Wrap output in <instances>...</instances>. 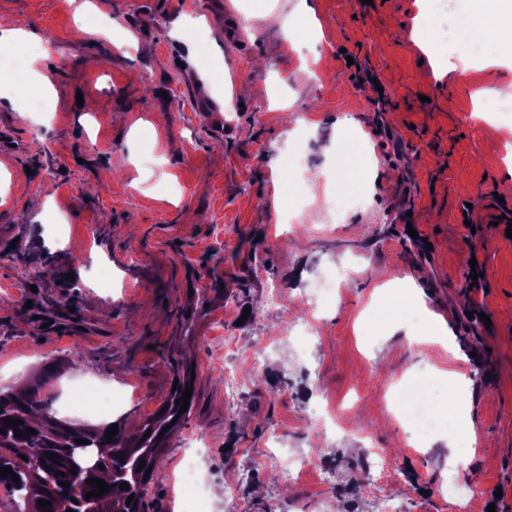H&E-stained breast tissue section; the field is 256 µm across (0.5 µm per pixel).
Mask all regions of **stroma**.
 <instances>
[{
	"label": "stroma",
	"instance_id": "1",
	"mask_svg": "<svg viewBox=\"0 0 512 512\" xmlns=\"http://www.w3.org/2000/svg\"><path fill=\"white\" fill-rule=\"evenodd\" d=\"M77 2L0 0L54 45L0 58L45 89L0 90L15 147L0 153V387L81 349L48 387L54 404L82 382L121 390L125 436L191 387L141 512H183L180 460L200 436L207 512L231 498L242 512H452L463 468V512H512V249L496 198L512 118L493 95L512 64L461 48L471 0H310L305 43L253 19L297 0H93L92 20ZM350 55L395 107L354 80ZM309 63L318 83L297 77ZM228 96L239 108L219 134ZM295 153L318 180L277 188ZM348 197L360 206L329 223L327 202ZM341 265L349 279L309 306ZM98 267L111 287L93 284ZM437 321L453 345L431 336ZM451 371L469 380L461 396ZM319 401L336 418L325 434L308 420ZM277 434L311 453L299 476L277 462ZM380 453L394 479L370 488Z\"/></svg>",
	"mask_w": 512,
	"mask_h": 512
}]
</instances>
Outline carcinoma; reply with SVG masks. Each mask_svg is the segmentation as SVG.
<instances>
[{"instance_id":"1","label":"carcinoma","mask_w":512,"mask_h":512,"mask_svg":"<svg viewBox=\"0 0 512 512\" xmlns=\"http://www.w3.org/2000/svg\"><path fill=\"white\" fill-rule=\"evenodd\" d=\"M59 366L61 363L55 361L46 364L38 381L22 393L0 389V471L9 466L19 477L17 482L10 475L0 477V487L7 490L11 498V512H42V507L37 505L40 500L50 502L48 509L52 512H87L91 505L96 506L97 512H112L114 502L124 504V512H140L146 480L138 474L158 465L157 449L177 428L171 421L180 409L176 400L183 399L184 391L180 388L172 391L165 400V412L148 420L137 434L130 437L117 434L113 442L108 443V427L85 422L77 424L57 416L52 410L51 398L44 395L43 389L54 377V368ZM8 417L22 420L16 427L21 431L32 428L36 433L27 439L15 437L16 428L5 424ZM167 425L170 429L166 431ZM78 439L87 440V447L97 450L100 464L94 471L79 476L71 474V469L75 468L71 449L78 447ZM50 452L59 455L57 461L48 459ZM120 455L125 456V462H120ZM141 459L145 460V468L139 471L137 463ZM103 473L108 475L109 491L85 499L86 493L96 490L87 485L86 480L99 479ZM62 482L69 484V488L61 487ZM123 482L128 483L129 489H120Z\"/></svg>"}]
</instances>
